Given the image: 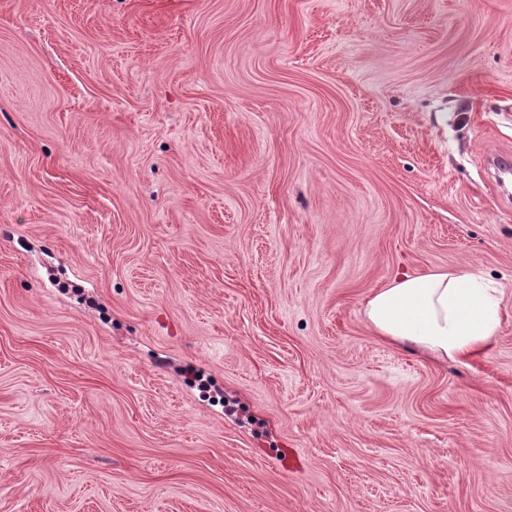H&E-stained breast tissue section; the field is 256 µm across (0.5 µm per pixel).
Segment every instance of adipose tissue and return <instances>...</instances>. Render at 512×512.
I'll list each match as a JSON object with an SVG mask.
<instances>
[{
	"label": "adipose tissue",
	"instance_id": "obj_1",
	"mask_svg": "<svg viewBox=\"0 0 512 512\" xmlns=\"http://www.w3.org/2000/svg\"><path fill=\"white\" fill-rule=\"evenodd\" d=\"M363 317L374 335L438 361H461L483 352L500 327L492 289L463 266L392 276L370 291Z\"/></svg>",
	"mask_w": 512,
	"mask_h": 512
}]
</instances>
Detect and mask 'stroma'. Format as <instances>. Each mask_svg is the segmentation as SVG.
Returning <instances> with one entry per match:
<instances>
[{
	"label": "stroma",
	"mask_w": 512,
	"mask_h": 512,
	"mask_svg": "<svg viewBox=\"0 0 512 512\" xmlns=\"http://www.w3.org/2000/svg\"><path fill=\"white\" fill-rule=\"evenodd\" d=\"M489 153L512 0H0V512H512ZM452 266L485 353L371 334ZM362 310L375 336L438 361L483 352L500 327L493 289L463 266L395 274L370 291Z\"/></svg>",
	"instance_id": "1"
}]
</instances>
